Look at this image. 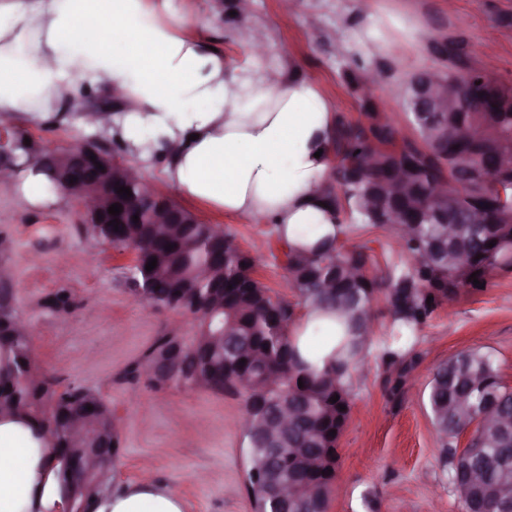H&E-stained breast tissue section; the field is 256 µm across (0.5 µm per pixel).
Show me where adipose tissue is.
<instances>
[{"mask_svg": "<svg viewBox=\"0 0 512 512\" xmlns=\"http://www.w3.org/2000/svg\"><path fill=\"white\" fill-rule=\"evenodd\" d=\"M176 0H0V121L16 130L117 96L87 131L118 139L167 184L212 214L271 220L300 247L331 232L320 189L336 108L314 82L232 68ZM9 186L34 209L62 208L68 192L24 151ZM52 450L25 422L0 416V512H63ZM95 512H182L152 481L126 484Z\"/></svg>", "mask_w": 512, "mask_h": 512, "instance_id": "adipose-tissue-1", "label": "adipose tissue"}]
</instances>
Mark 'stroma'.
Instances as JSON below:
<instances>
[{"mask_svg": "<svg viewBox=\"0 0 512 512\" xmlns=\"http://www.w3.org/2000/svg\"><path fill=\"white\" fill-rule=\"evenodd\" d=\"M186 0L204 19L200 33L231 67L255 61L318 83L339 113L358 118L372 99L404 121L399 87L424 69L446 70L436 45L457 47L458 62L512 84V0H254L237 15V0ZM381 28L375 59L380 83L352 84L351 57L366 30ZM38 148L65 150L85 136L77 118L49 119L27 129ZM199 220L218 224L257 259L256 278L289 303L298 296L270 254L275 227L232 215L207 213L185 201ZM132 253L85 231L77 202L62 209L30 208L0 188V278L14 291V307L30 326L39 363L58 390L80 385L98 393L114 415L122 454L115 482L149 476L171 488L183 512H254L245 487L247 458L240 429L242 398L176 389L155 391L122 378L157 336L178 325L194 335L195 317L136 301L126 277ZM65 290L75 305L57 314L49 298ZM421 361L399 402H389L374 355L352 374L351 413L339 443L336 489L328 512H461L450 494L426 401L434 368L471 349L493 354L502 382L512 387V273L497 275L484 291L464 294L439 309L424 327Z\"/></svg>", "mask_w": 512, "mask_h": 512, "instance_id": "stroma-1", "label": "stroma"}]
</instances>
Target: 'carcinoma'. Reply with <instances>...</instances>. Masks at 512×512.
<instances>
[{"label":"carcinoma","instance_id":"carcinoma-1","mask_svg":"<svg viewBox=\"0 0 512 512\" xmlns=\"http://www.w3.org/2000/svg\"><path fill=\"white\" fill-rule=\"evenodd\" d=\"M351 62L362 70V79L378 80L382 70L373 66L363 54L353 55ZM411 77L403 91L406 124L413 137L407 139L401 126L370 100L362 104V115L351 120L336 115V137L330 154L331 168L324 187L333 208L335 233L326 235L301 249L280 244L283 267L289 284L299 296L303 308L336 313V335L313 336L302 355L299 338L291 335L297 320L295 306L273 298L256 277V259L242 250L233 236L218 224L197 219L181 225V236L174 250L156 255L157 266L146 264L130 268L131 279L139 280L151 294L155 308H167L194 315L192 296L175 300L171 289L186 287L206 292L197 281L196 270L211 264L212 279L232 286L224 297V336L200 351L199 336L187 339L186 354L179 373L167 385L169 389L204 391L244 398L242 429L248 461L246 480L254 503V512H284L281 504L264 492L263 480L284 475L285 461L316 456L333 468L338 466L339 439L351 412V369L375 347L383 370L389 401L394 402L421 359L417 350L419 334L433 314L444 304L456 301L461 294L478 292L472 273L487 285L499 272H512V189L504 193L491 186L489 164L477 166L478 176L460 180L459 163L471 153L481 128L493 122L501 126L512 144L511 112H478L484 97L468 92L460 85L464 106L457 116L464 126L458 131L422 121L411 105ZM36 163L54 173L63 182L62 157L47 151ZM448 184V196L438 197L433 185ZM493 202L490 224H460L448 240V252L430 250V240L445 236L448 225L437 224L436 210L455 205L454 217L469 215L476 205ZM396 230V245L405 261L384 271L378 267L366 243L349 244L350 235L361 227ZM224 241V263L211 261L214 240ZM496 241L492 260L476 261L472 270L458 273L448 265V254L478 255L491 241ZM355 269L360 279L350 277ZM432 301H427V297ZM383 300L390 318L388 334L374 339L372 307ZM167 335L155 339L142 358L131 362L124 377L139 380L141 367L152 360L165 343ZM263 355L267 377L239 388L236 379L242 366L244 348ZM39 367L34 356L33 336L0 335V406L28 420L38 437L56 449L55 464L62 494L74 504L91 512L93 497L112 490V469L97 482L80 483L69 475L67 447L52 439V424L66 409L77 408L83 400L99 396L82 386L58 391L48 373L34 386L21 376L20 367ZM303 386H298V382ZM257 391L269 398H283L296 407L298 420L288 428V436L279 454L264 443L266 417L250 407ZM339 400L332 403L333 396ZM497 398L499 411L509 423L477 425L466 447H458L465 424L457 415L459 405L466 404L472 418L485 413V397ZM427 403L432 424L442 440L447 463L448 492L462 503L463 512H512V388L502 383L492 354L481 350L460 352L439 364L429 383ZM345 410H340V406ZM336 435H329L330 431ZM485 474L480 483L472 475ZM334 483L319 480L309 486H293V493L303 512H327Z\"/></svg>","mask_w":512,"mask_h":512}]
</instances>
